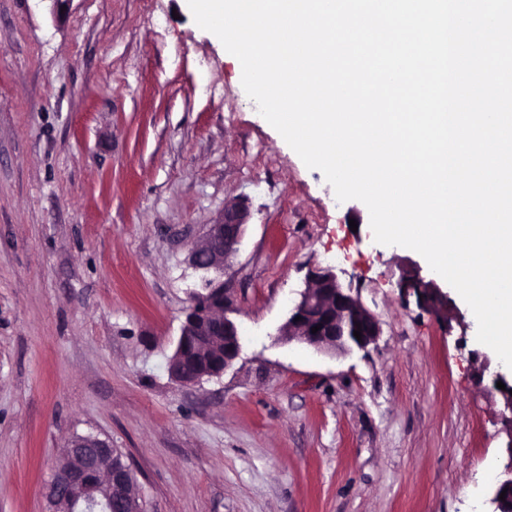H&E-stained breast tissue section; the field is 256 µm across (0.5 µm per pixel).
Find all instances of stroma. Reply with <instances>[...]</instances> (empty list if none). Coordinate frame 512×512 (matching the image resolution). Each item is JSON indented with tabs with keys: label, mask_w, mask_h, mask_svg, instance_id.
<instances>
[{
	"label": "stroma",
	"mask_w": 512,
	"mask_h": 512,
	"mask_svg": "<svg viewBox=\"0 0 512 512\" xmlns=\"http://www.w3.org/2000/svg\"><path fill=\"white\" fill-rule=\"evenodd\" d=\"M239 60L187 0H0V512H46L68 439H109L146 512H493L510 376L448 315L403 297L426 260L375 242L260 115ZM241 351L176 382L187 246L225 204ZM335 267L381 335L336 355L276 338Z\"/></svg>",
	"instance_id": "1"
}]
</instances>
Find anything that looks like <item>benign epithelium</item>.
I'll return each instance as SVG.
<instances>
[{
  "label": "benign epithelium",
  "instance_id": "1",
  "mask_svg": "<svg viewBox=\"0 0 512 512\" xmlns=\"http://www.w3.org/2000/svg\"><path fill=\"white\" fill-rule=\"evenodd\" d=\"M245 222L246 212L236 203L227 204L221 221L208 225L203 238L189 248L188 264L200 273V290L190 294L191 304L168 361L171 377L182 385L221 376L240 353L239 329L230 317L235 312L234 298L220 276L237 252ZM399 289L406 297L415 296L419 306L448 319V294L434 282L417 274L404 276ZM318 324L321 329L311 332ZM356 329L360 330L359 340L354 336ZM380 334L378 320L353 289L342 285L334 267H323L309 277L279 328L282 339L326 353L353 347L365 350ZM191 357L195 366L189 370ZM135 485L132 468L109 440L94 434L75 435L61 449L46 497L50 512H112L115 503L123 512H145ZM492 492L493 512H512V462Z\"/></svg>",
  "mask_w": 512,
  "mask_h": 512
}]
</instances>
